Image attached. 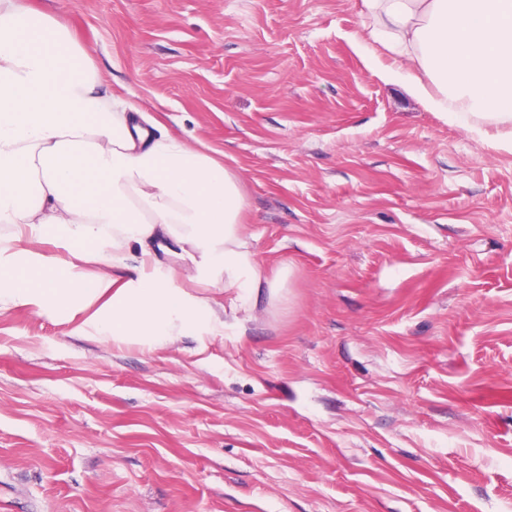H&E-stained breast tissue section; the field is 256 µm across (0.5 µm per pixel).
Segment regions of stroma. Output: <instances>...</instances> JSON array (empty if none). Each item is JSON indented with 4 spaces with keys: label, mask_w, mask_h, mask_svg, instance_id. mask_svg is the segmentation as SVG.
<instances>
[{
    "label": "stroma",
    "mask_w": 512,
    "mask_h": 512,
    "mask_svg": "<svg viewBox=\"0 0 512 512\" xmlns=\"http://www.w3.org/2000/svg\"><path fill=\"white\" fill-rule=\"evenodd\" d=\"M32 3L290 274L203 351L1 307L0 512H512V153L380 79L358 0Z\"/></svg>",
    "instance_id": "1"
}]
</instances>
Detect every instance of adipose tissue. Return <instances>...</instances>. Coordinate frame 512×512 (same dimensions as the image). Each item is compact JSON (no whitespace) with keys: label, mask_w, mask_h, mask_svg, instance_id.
Here are the masks:
<instances>
[{"label":"adipose tissue","mask_w":512,"mask_h":512,"mask_svg":"<svg viewBox=\"0 0 512 512\" xmlns=\"http://www.w3.org/2000/svg\"><path fill=\"white\" fill-rule=\"evenodd\" d=\"M366 60L435 112L512 152V0H360ZM393 61L383 65L379 53ZM130 102L104 97L91 52L28 0H0V306L51 317L98 310L75 329L121 351L199 344L275 303L288 275H266L241 231L237 176L206 149L158 132ZM53 239L63 255L30 251ZM170 242L190 272L161 268ZM97 264L89 275L85 264ZM232 311L234 322L224 319Z\"/></svg>","instance_id":"1"}]
</instances>
